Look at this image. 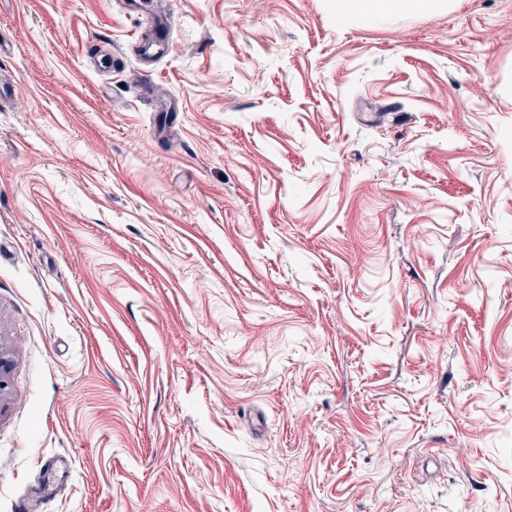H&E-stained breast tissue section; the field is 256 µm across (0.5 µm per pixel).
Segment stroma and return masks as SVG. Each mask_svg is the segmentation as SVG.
Here are the masks:
<instances>
[{
    "instance_id": "obj_1",
    "label": "stroma",
    "mask_w": 512,
    "mask_h": 512,
    "mask_svg": "<svg viewBox=\"0 0 512 512\" xmlns=\"http://www.w3.org/2000/svg\"><path fill=\"white\" fill-rule=\"evenodd\" d=\"M24 498L512 512V0H0ZM341 17L355 13H389L398 16H414L433 5L432 0H336Z\"/></svg>"
}]
</instances>
